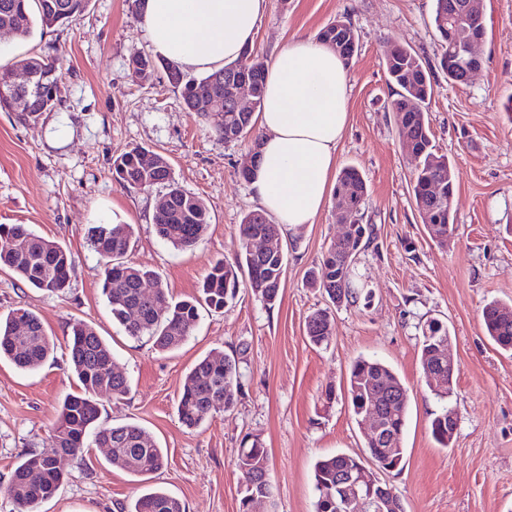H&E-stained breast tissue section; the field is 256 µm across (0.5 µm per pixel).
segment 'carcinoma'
Wrapping results in <instances>:
<instances>
[{"instance_id": "1", "label": "carcinoma", "mask_w": 512, "mask_h": 512, "mask_svg": "<svg viewBox=\"0 0 512 512\" xmlns=\"http://www.w3.org/2000/svg\"><path fill=\"white\" fill-rule=\"evenodd\" d=\"M469 0H434L431 24L442 42L439 66L448 74V80L462 85L459 71L466 64L464 55H448V13L464 10ZM89 0H0V27L10 29L20 39H28L35 27L51 29L62 26L82 15ZM342 36L348 46H355L358 37L347 19H340L323 28L318 40L331 47L337 36ZM486 35V19H468L458 39L465 36ZM130 65L141 79H147L157 67L168 71L170 83L177 89L187 110H192V89L196 84L212 83L215 91L224 96V126L234 129V137L226 136L223 129L216 132L226 143L246 139L255 125L253 113L233 112L229 105L230 79L220 69L199 79L188 78L178 66L164 58L150 61L148 56H136ZM391 83L397 87L391 108L398 112L403 124L406 148L414 153L417 161L412 195L422 224L438 244L448 239V230L454 227V211L448 202L434 201L429 193L432 179L439 169L450 166L448 158L435 151L432 142L428 112L413 111L408 98L416 95L425 103L431 98L433 85L429 71L419 55L401 46L398 54L385 60ZM18 67L38 70L46 75L31 88L22 101L20 111L31 116L37 112H51L62 106L63 98L55 94V85L63 80V65L58 58L44 56L24 57L10 67L0 66V110L12 111V101L17 93L6 83V78ZM250 90L257 104H262L265 64L258 63ZM146 149L135 147L117 156L112 162V176L124 186L137 188L157 184L165 186L167 208L158 211L153 221L157 234L181 250H191L202 240L210 224L207 206L199 197L187 192L172 176L168 159L156 152L153 165L143 166L141 155ZM354 197L356 205L342 221L349 224V233L340 242H333L321 259L308 272L307 284L327 296L331 304L353 305L359 300L370 301V293L355 287V263L358 256L369 247L373 239L371 225L363 223V205L367 195L365 180L359 171L344 167L336 179L335 193ZM277 225L270 222L263 211L245 214L239 224L236 266L222 260L215 261L204 277L200 295L176 300L162 285L159 276L146 268L137 267L126 260L133 236L129 224H96L89 228L88 241L102 260V293L106 297L112 321L124 327L128 335L147 337L159 352L178 349L191 334L207 309L219 312L228 306L244 287L264 305L272 307L278 301L281 280L286 265L283 251L263 256L253 254L245 241L256 232L271 233ZM0 238L6 245L0 248V266L10 269L21 281L52 294H62L70 287L73 259L69 251L58 243L38 235L27 224H0ZM135 308L141 320L134 322L126 317V309ZM23 321L28 335H15V325ZM486 332L500 349L512 351V304L493 302L483 310ZM306 335L315 346L326 345L333 334V317L329 309H318L306 319ZM448 325L430 319L422 326L420 364L422 371L437 370L448 375V364L437 361V345L448 339ZM70 372L77 378L81 392L69 394L60 403L54 423V441L49 448L39 452H25L19 456L7 486V494L17 505L18 512H41V506L54 497L66 480V472L58 458L76 457L93 443L99 448L110 449L112 466L134 476L156 473L165 466V455L155 439L135 423L109 425L100 420V400L118 398L128 393L129 382L117 366L103 371L104 365L113 361L112 350L95 329L82 320L70 325L68 340ZM54 350V342L40 318L25 309H12L0 313V359L5 358L17 368L32 371L42 366ZM377 388L378 408L385 419L387 436L395 437L393 449L386 443L367 439V447L376 448L380 467L398 471L403 467L405 448L403 435L409 410L407 388L399 375L384 362L368 357L357 358L350 366L346 378V393L353 416L361 421L372 407L370 388ZM243 383L237 360L222 353L210 354L198 361L186 377L178 403L181 422L196 427L210 411L228 410L241 396ZM431 392L441 403L430 422L433 439L442 447L451 444L454 433L448 422V412L453 407L448 400L454 391L433 388ZM236 467L242 476L241 498L238 512H251L250 503L255 498L268 501L273 498L267 449L258 441L243 440ZM364 463L358 456L335 454L319 459L314 467L316 492L315 512H338L336 507V479L340 472L354 469ZM42 468L38 481L29 479L30 471ZM390 512H404L399 496L371 498L366 512H381L382 505ZM128 512H184L181 501L171 494L152 489L132 504Z\"/></svg>"}]
</instances>
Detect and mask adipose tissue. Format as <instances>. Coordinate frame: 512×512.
Returning a JSON list of instances; mask_svg holds the SVG:
<instances>
[{
  "mask_svg": "<svg viewBox=\"0 0 512 512\" xmlns=\"http://www.w3.org/2000/svg\"><path fill=\"white\" fill-rule=\"evenodd\" d=\"M267 0H142L155 51L183 69L211 72L237 61L254 42ZM348 69L324 44L298 38L266 70L254 198L281 225L314 223L336 171L348 124Z\"/></svg>",
  "mask_w": 512,
  "mask_h": 512,
  "instance_id": "ef3b65f1",
  "label": "adipose tissue"
}]
</instances>
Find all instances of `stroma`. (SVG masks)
<instances>
[{
  "label": "stroma",
  "mask_w": 512,
  "mask_h": 512,
  "mask_svg": "<svg viewBox=\"0 0 512 512\" xmlns=\"http://www.w3.org/2000/svg\"><path fill=\"white\" fill-rule=\"evenodd\" d=\"M433 4L267 0L255 35L251 54L266 63L292 40L316 38L343 17L359 39L336 165L355 166L366 180L365 221L375 240L355 273L371 301L335 309L332 340L321 348L309 343L305 320L326 300L305 279L343 231L330 203L314 223L281 229L287 265L273 307L240 291L223 312H202L170 353L113 322L87 227L132 225L129 261L154 270L173 297L196 295L214 261H234L241 219L259 207L242 176L250 144L224 143L216 117L187 111L164 71L135 76L130 58L153 48L132 0H90L67 26L35 31L25 41L0 35V63L34 52L60 58L65 72L61 109L33 119L0 112V224L30 225L74 260L62 295L0 268V313L33 311L55 341L37 370L0 361V512H16L6 487L19 455L49 446L59 402L79 391L66 348L77 318L108 342L130 383L125 396L104 401L102 420L145 428L167 464L161 473L135 477L112 467L106 449H85L81 458L63 459L68 478L42 512H124L151 488L178 498L185 512H238L242 477L235 460L247 436L267 449L275 485L272 502L257 512H314L316 461L367 453L365 428L345 398L329 406L322 399L326 387L343 388L360 356L391 365L409 392L404 466L381 475L405 512H512V354L494 346L482 320L485 304L512 300V112L504 108L512 96V0H483L484 65L466 85L452 84L438 67ZM395 44L413 49L431 74L432 140L447 155L456 185L455 231L443 246L416 209V162L390 108L396 88L385 58ZM135 146L164 154L179 184L206 204L210 225L194 249L176 250L157 235L162 187L114 181L113 159ZM430 318L447 323L456 367L450 403L458 427L447 448L431 436L439 404L420 367L421 330ZM214 351L238 359L243 395L234 408L209 413L190 429L178 419V399L191 368Z\"/></svg>",
  "instance_id": "35a3bbf8"
}]
</instances>
